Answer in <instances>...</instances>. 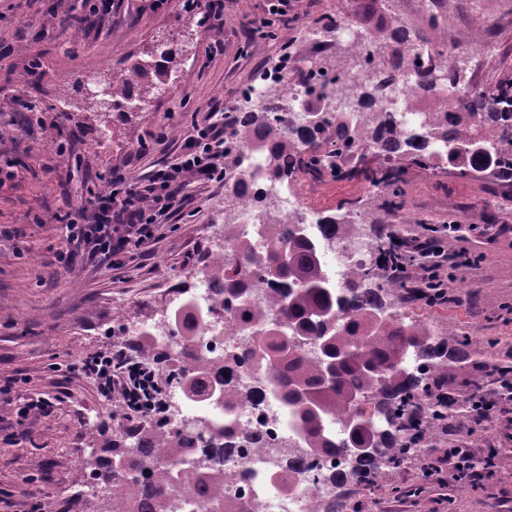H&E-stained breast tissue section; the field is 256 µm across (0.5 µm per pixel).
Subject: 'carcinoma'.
Returning <instances> with one entry per match:
<instances>
[{"label": "carcinoma", "mask_w": 512, "mask_h": 512, "mask_svg": "<svg viewBox=\"0 0 512 512\" xmlns=\"http://www.w3.org/2000/svg\"><path fill=\"white\" fill-rule=\"evenodd\" d=\"M394 45L383 53L382 64L400 60L410 42L429 43L426 36L389 20ZM152 61L137 62L128 73L107 81L112 108L134 100L145 101L171 81L173 52L154 48ZM428 56L413 94L438 100L447 83L459 80L448 68L434 65ZM390 84L387 74L360 86L367 102ZM311 111L320 123L308 124L299 150L288 139L287 120L275 115L274 103L241 113L234 122V135L241 144L264 150L267 140L275 149L266 158V175L280 184L288 181L296 165L317 172L326 158L331 169L342 175V159L348 144L331 138L322 104ZM424 145L404 140L395 124L388 123L392 157L404 159L435 172L444 171L440 159L461 162L460 173L498 174L512 168V97L501 89H479L459 100L457 110L438 106L423 115ZM377 187L389 189L398 183V172L379 167L372 177ZM364 226L331 215L319 225L321 239H345ZM261 243L239 238L225 226L230 256L217 258L201 271L214 300L234 303V320L247 342L242 354L230 353L221 361L207 354L191 355L197 320L206 315L185 301L170 312L184 350L174 345L159 351L153 336L145 331L136 337L141 356L168 363V383H177L183 395L200 405L198 415L211 424L196 429L200 450L184 445L181 431L159 418L144 428L126 433L112 443V458L90 459L81 465L85 484L112 486L106 512H176L175 491L183 487L198 501L209 504L224 497L225 473L215 460L234 451L221 438L236 436L232 416L252 394L238 390L230 379L242 364L255 363L258 386L264 395L277 399L290 413L296 436L308 456H334L344 462L328 480L343 489L356 485L371 488L370 481L384 467L397 468L424 454L427 438L442 420L452 418L459 405L453 388L439 391L441 375L448 365L459 363L469 337L459 335L457 346L448 344L420 322L405 321L395 299L403 284L381 281L374 268L395 257L393 240L377 239L371 266L353 271L342 287L326 274L318 240L298 224H265ZM268 286L266 305L250 300L246 284ZM512 373L511 366L493 364L474 382L472 395L480 397L494 389L497 376ZM377 425L351 426L361 407ZM369 448V453H357ZM157 460L163 466L144 474V463Z\"/></svg>", "instance_id": "obj_1"}]
</instances>
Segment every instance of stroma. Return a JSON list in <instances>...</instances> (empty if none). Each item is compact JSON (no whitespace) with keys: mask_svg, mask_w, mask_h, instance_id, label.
Returning a JSON list of instances; mask_svg holds the SVG:
<instances>
[{"mask_svg":"<svg viewBox=\"0 0 512 512\" xmlns=\"http://www.w3.org/2000/svg\"><path fill=\"white\" fill-rule=\"evenodd\" d=\"M295 20L277 39L252 29L266 0H224V20L203 22L182 0H114L110 15H90L85 0H0V167L14 181L0 187V225L15 231L0 243V490L17 489L35 476L42 512L57 501L70 512H104L106 502L77 481L80 463L112 454L113 436L125 433L119 404L99 397L91 379L74 367L87 356L123 343V328L145 323L171 303L165 282L204 267L212 247L224 242V187L187 183L183 193L195 216L178 215L157 234L145 255L112 270L89 261L63 269L67 212L86 205L110 172L142 178L157 159L171 160L194 124L209 113L238 112L242 88L289 57L300 82L310 65L308 29H366L383 37L387 0H291ZM431 41L453 40L477 29L488 47L477 57L448 59L461 84L499 86L512 77V9L504 0H448ZM175 51L172 92L139 108L100 111L72 94L86 75L121 74L146 59L158 43ZM170 144L159 157L136 158L135 148L158 133ZM68 143L58 155L56 142ZM373 155L353 156V174L299 170L285 193L328 214L364 216L389 228L404 214L410 235L440 230L449 250L466 247L471 264L454 269L442 307L402 301L398 312L455 339L468 332L473 355L449 366L460 395L483 372L482 351L512 364V184L469 173L440 176L406 166L400 205L378 193L366 176ZM403 223V222H402ZM53 398L49 413L34 417L16 440L12 415L27 395ZM379 489L343 491L346 512H512V452L499 454L491 477L478 487H442L421 479L420 466L383 469Z\"/></svg>","mask_w":512,"mask_h":512,"instance_id":"obj_1","label":"stroma"}]
</instances>
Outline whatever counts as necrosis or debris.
Masks as SVG:
<instances>
[{"label": "necrosis or debris", "mask_w": 512, "mask_h": 512, "mask_svg": "<svg viewBox=\"0 0 512 512\" xmlns=\"http://www.w3.org/2000/svg\"><path fill=\"white\" fill-rule=\"evenodd\" d=\"M308 44L315 53L326 55L344 50L351 56V65L343 66L336 81L322 84H294L288 79L287 70L270 72L265 85L248 86L240 91L241 98L266 100L268 93H275L276 103L286 113L290 126L299 128L307 121V103L316 95H324L328 111L341 113L346 121L338 128V135L355 134L361 147L367 148L380 159L388 157V140L384 135L387 122H395L402 138L419 140L423 133L420 126L422 112L428 103L412 98L409 88L414 80L410 63L393 62L389 69L394 75L393 86L384 103L363 107L357 103L361 84L374 80L381 67L379 41L371 33L352 34L343 29L318 31ZM224 221L235 227L240 237L255 239L256 228L261 224L278 221L292 224H320L324 212L309 208L300 198L282 196L278 183L270 181L265 173V156L242 150L235 166L224 169ZM372 252L370 241L355 234L345 240L333 241L325 249V262L336 283L350 279L354 269L366 264ZM191 295L197 304L210 307L206 321L198 323L196 334L201 350L215 357L245 348L243 337L232 332V317L221 304L212 300L206 281H196L191 292H184L180 285H173L170 295L182 299ZM281 408L267 398H256L244 403L236 413L238 431H261L264 445L253 448L240 442L237 454L225 458L224 471L228 479L224 485V500L244 507L245 512H317L318 506L331 499L334 491L319 481L322 468L329 466L326 458H316L312 466L294 476L292 484H285V465L297 455L296 436L280 420Z\"/></svg>", "instance_id": "4bbe7bcc"}]
</instances>
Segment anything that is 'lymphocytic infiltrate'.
Listing matches in <instances>:
<instances>
[{
  "label": "lymphocytic infiltrate",
  "mask_w": 512,
  "mask_h": 512,
  "mask_svg": "<svg viewBox=\"0 0 512 512\" xmlns=\"http://www.w3.org/2000/svg\"><path fill=\"white\" fill-rule=\"evenodd\" d=\"M231 126L230 117L224 116L195 127L176 161L154 164L143 179L111 174L107 192L96 194L90 206L67 214L66 248L59 254L60 263L68 267L81 256L116 269L141 253L162 226L184 211L182 190L187 182L223 183L224 138ZM399 251L403 260L387 267L388 277L403 283L413 300L430 306L446 304L448 270L458 265L462 252L448 250L432 236L401 238ZM79 369L94 379L100 397L118 399L124 411L132 414V427L160 417L159 376L131 345L87 357ZM474 455V449L464 442L443 449L430 467L427 481L440 485L449 478L460 485L480 482V474L469 465Z\"/></svg>",
  "instance_id": "1"
}]
</instances>
